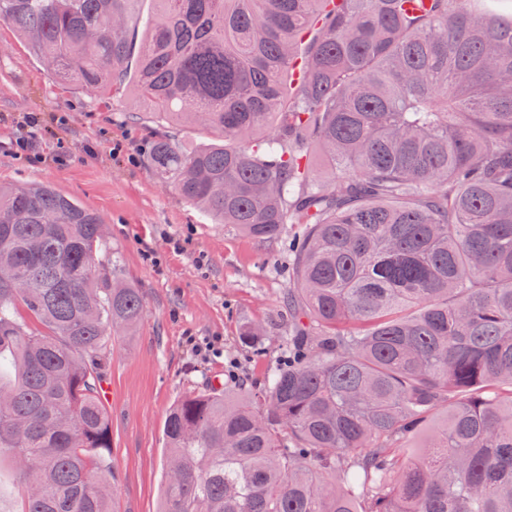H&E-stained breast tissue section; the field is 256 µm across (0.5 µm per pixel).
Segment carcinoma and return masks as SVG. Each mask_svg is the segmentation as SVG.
<instances>
[{"instance_id": "carcinoma-1", "label": "carcinoma", "mask_w": 512, "mask_h": 512, "mask_svg": "<svg viewBox=\"0 0 512 512\" xmlns=\"http://www.w3.org/2000/svg\"><path fill=\"white\" fill-rule=\"evenodd\" d=\"M138 2L0 0V23L100 95L137 57V98L216 137L154 130L155 178L289 256L285 362L174 404L159 512H512V13L154 0L140 35ZM102 251L92 210L0 185V270L22 284L0 280V459L22 512H111L101 381L143 298ZM167 130L180 138L187 148L215 142L212 136L200 125L182 124L169 126Z\"/></svg>"}]
</instances>
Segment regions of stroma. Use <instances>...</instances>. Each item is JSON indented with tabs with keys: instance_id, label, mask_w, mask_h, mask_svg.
I'll return each instance as SVG.
<instances>
[{
	"instance_id": "35a3bbf8",
	"label": "stroma",
	"mask_w": 512,
	"mask_h": 512,
	"mask_svg": "<svg viewBox=\"0 0 512 512\" xmlns=\"http://www.w3.org/2000/svg\"><path fill=\"white\" fill-rule=\"evenodd\" d=\"M147 112L132 91L104 101L50 75L0 25V184L45 183L96 212L119 277L143 294L141 321L120 332L108 352V460L118 474L113 512H159L163 426L177 400L217 379L261 383L282 356V330L274 321L287 288V241L263 243L215 223L155 179L146 162ZM62 114L63 126L56 122ZM28 116L45 127L38 163L18 158L10 145ZM117 143L136 153L137 165L113 155ZM90 144L97 149L92 158L85 153ZM62 149L67 160L60 163ZM201 253L209 259L205 271L195 262ZM247 322L270 327L261 355L239 340Z\"/></svg>"
}]
</instances>
